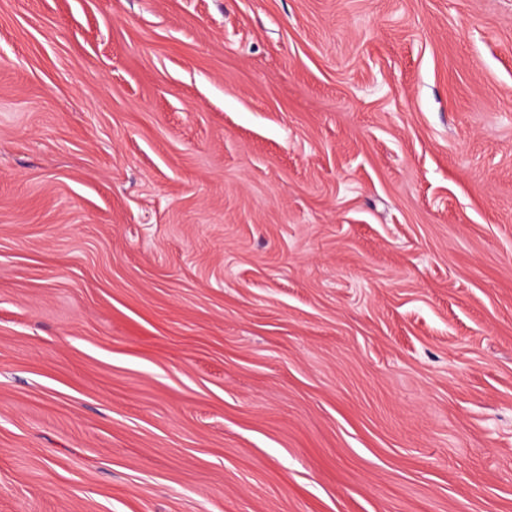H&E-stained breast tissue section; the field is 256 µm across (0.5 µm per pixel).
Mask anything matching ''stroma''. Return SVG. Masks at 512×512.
I'll use <instances>...</instances> for the list:
<instances>
[{
    "instance_id": "1",
    "label": "stroma",
    "mask_w": 512,
    "mask_h": 512,
    "mask_svg": "<svg viewBox=\"0 0 512 512\" xmlns=\"http://www.w3.org/2000/svg\"><path fill=\"white\" fill-rule=\"evenodd\" d=\"M0 512H512V0H0Z\"/></svg>"
}]
</instances>
